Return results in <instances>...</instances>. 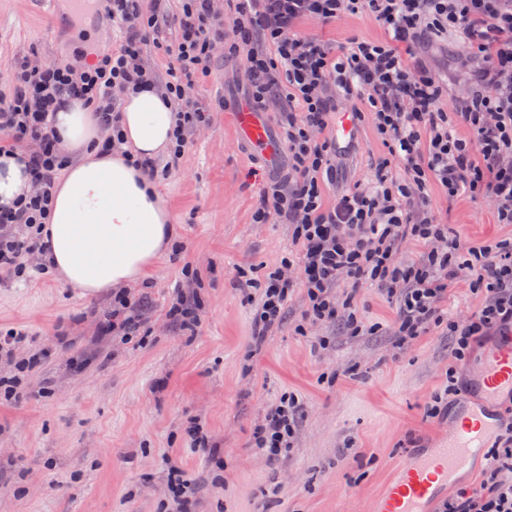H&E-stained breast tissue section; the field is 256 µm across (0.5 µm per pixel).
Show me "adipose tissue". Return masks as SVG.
Listing matches in <instances>:
<instances>
[{
	"label": "adipose tissue",
	"instance_id": "obj_1",
	"mask_svg": "<svg viewBox=\"0 0 512 512\" xmlns=\"http://www.w3.org/2000/svg\"><path fill=\"white\" fill-rule=\"evenodd\" d=\"M176 113L168 96L144 85L128 90L121 133L129 154L103 153L91 106L73 100L57 112L62 150L74 158L56 188L46 219V260L70 285L87 292L121 288L150 276L171 245V212L140 168L174 144ZM31 192L22 154L0 155V206Z\"/></svg>",
	"mask_w": 512,
	"mask_h": 512
}]
</instances>
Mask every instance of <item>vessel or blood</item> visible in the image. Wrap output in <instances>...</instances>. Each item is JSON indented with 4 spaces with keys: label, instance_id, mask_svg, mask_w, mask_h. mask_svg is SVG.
I'll list each match as a JSON object with an SVG mask.
<instances>
[{
    "label": "vessel or blood",
    "instance_id": "1",
    "mask_svg": "<svg viewBox=\"0 0 512 512\" xmlns=\"http://www.w3.org/2000/svg\"><path fill=\"white\" fill-rule=\"evenodd\" d=\"M238 137L256 147L268 162H276L279 152L264 113L251 108L235 115ZM358 122L353 113L341 111L331 127L337 151L354 146ZM482 401L457 418L447 441L435 448L411 455L375 499L372 512H429L431 505L461 475L484 458L487 442L497 428L492 402L503 393L512 395V336L490 350L481 382Z\"/></svg>",
    "mask_w": 512,
    "mask_h": 512
}]
</instances>
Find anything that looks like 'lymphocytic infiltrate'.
<instances>
[{"label":"lymphocytic infiltrate","instance_id":"1","mask_svg":"<svg viewBox=\"0 0 512 512\" xmlns=\"http://www.w3.org/2000/svg\"><path fill=\"white\" fill-rule=\"evenodd\" d=\"M103 2L122 34L112 50L77 66L21 63L10 92L0 93V153H26L33 188L15 207L0 209V269L24 277L21 255L45 252L42 220L68 164L53 129L65 100L94 108L108 131L103 146L112 151L123 143L115 99L142 83L162 85L177 104L176 149L168 162L176 167L188 132L209 121L187 89L209 73L220 39L225 54L246 61L248 103L260 110L279 100L288 104L283 129L291 165L264 191L254 219L293 225L299 256L248 279V287L261 292L254 342L279 323L298 285L306 293L309 321L342 318L351 334L362 332L350 301L339 303L329 294L342 278L395 299L393 326L400 341L420 336L430 325L445 326L456 360H465L491 331L512 335V241L462 244L429 203L434 185L451 198L481 195L493 203L499 223L512 224V0H238L227 30L216 23L213 0H184L178 37L168 44L156 38L159 17L144 13L141 0ZM358 13L371 15L387 40L354 38L336 49L299 31L309 19L330 24ZM443 36L467 47L474 70L473 81L448 111L439 105L444 86L416 58L429 40ZM153 50L169 59L165 76L142 64ZM343 100L364 103L356 117L372 125L385 152L374 161L371 186L340 192L327 205L322 183L333 178L341 155L314 132ZM457 125L468 127L472 138L456 136ZM396 165L404 171L399 181L391 175ZM408 241L423 244L425 251L417 263L398 265L393 256ZM465 274L472 275L473 287L485 290V301L468 317L444 319L441 304ZM300 410L297 397L285 396L267 411L255 443L268 460L290 448ZM487 458L480 486L460 490L441 512H512V481L499 477L512 462V422Z\"/></svg>","mask_w":512,"mask_h":512}]
</instances>
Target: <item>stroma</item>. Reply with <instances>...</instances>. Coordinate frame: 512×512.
Masks as SVG:
<instances>
[{
	"label": "stroma",
	"mask_w": 512,
	"mask_h": 512,
	"mask_svg": "<svg viewBox=\"0 0 512 512\" xmlns=\"http://www.w3.org/2000/svg\"><path fill=\"white\" fill-rule=\"evenodd\" d=\"M0 0V90L23 60L70 64L82 51L111 49L93 15ZM330 46L350 38L376 41L385 30L364 14L323 25L301 24ZM245 60L217 54L191 90L209 110V126L189 134L178 166L160 182L178 234V251L161 259L147 283L128 287L141 303L143 327L133 338L99 333L112 312V293L89 294L54 276L0 275V336L26 331L14 361L40 354L25 379L27 395L0 402V512H176L168 460L195 485L189 512H368L370 503L410 451L444 441L457 414L476 399L490 340L466 361L452 355L448 335L433 327L404 346L392 336L395 306L370 286L338 282L374 334L351 335L340 323L308 328L295 290L283 319L262 345L252 340L258 290L241 272L263 271L296 253L287 224H257L256 205L287 157L265 162L238 140L234 105L243 101ZM384 147L370 125L342 175L325 183L324 199L369 184ZM430 203L461 241L512 240L488 199H448L439 187ZM199 301L196 331L168 315L180 297ZM330 342L319 345L318 337ZM466 388L448 413L425 407L443 391L448 368ZM285 393L303 404L294 447L269 463L255 448L254 428ZM197 423L215 457L197 452L187 433Z\"/></svg>",
	"instance_id": "stroma-1"
}]
</instances>
